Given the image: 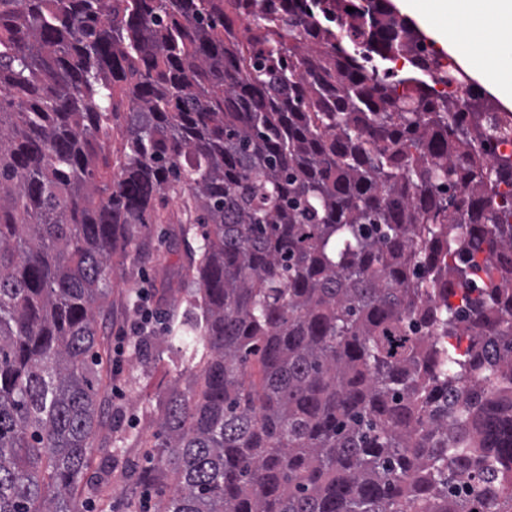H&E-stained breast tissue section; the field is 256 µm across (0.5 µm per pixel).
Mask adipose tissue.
<instances>
[{"instance_id":"1","label":"adipose tissue","mask_w":512,"mask_h":512,"mask_svg":"<svg viewBox=\"0 0 512 512\" xmlns=\"http://www.w3.org/2000/svg\"><path fill=\"white\" fill-rule=\"evenodd\" d=\"M403 8L475 71L485 89L512 101V0H404Z\"/></svg>"}]
</instances>
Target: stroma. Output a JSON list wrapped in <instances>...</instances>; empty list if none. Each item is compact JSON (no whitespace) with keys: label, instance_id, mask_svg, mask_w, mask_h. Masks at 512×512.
Listing matches in <instances>:
<instances>
[{"label":"stroma","instance_id":"stroma-1","mask_svg":"<svg viewBox=\"0 0 512 512\" xmlns=\"http://www.w3.org/2000/svg\"><path fill=\"white\" fill-rule=\"evenodd\" d=\"M161 221L147 225V233L158 250L168 253L167 271L169 290L166 296L156 291L159 276L150 262L128 261L114 269L111 275V307L105 308L98 319V334L102 340L99 349L104 364H111L112 349L117 335H124V355L111 378L105 379L100 389L103 402L102 425L90 456L91 471H98L106 457L118 461L104 487L103 494L111 501H119L120 489L126 478L120 463L125 458H137L139 441L152 438L158 430L155 407L163 393L174 383L166 373L162 358L165 345L154 339L148 353H139L135 347V327L141 316L131 301L140 293H148L151 309L173 310L185 306V285L180 277V265L202 243L200 236L175 242L177 225L188 223L190 214L183 206L182 195L165 193L160 205Z\"/></svg>","mask_w":512,"mask_h":512}]
</instances>
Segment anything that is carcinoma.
<instances>
[{
    "label": "carcinoma",
    "mask_w": 512,
    "mask_h": 512,
    "mask_svg": "<svg viewBox=\"0 0 512 512\" xmlns=\"http://www.w3.org/2000/svg\"><path fill=\"white\" fill-rule=\"evenodd\" d=\"M458 71L389 0H0V512H113L97 315L167 189L203 390L126 512H512V125Z\"/></svg>",
    "instance_id": "obj_1"
}]
</instances>
